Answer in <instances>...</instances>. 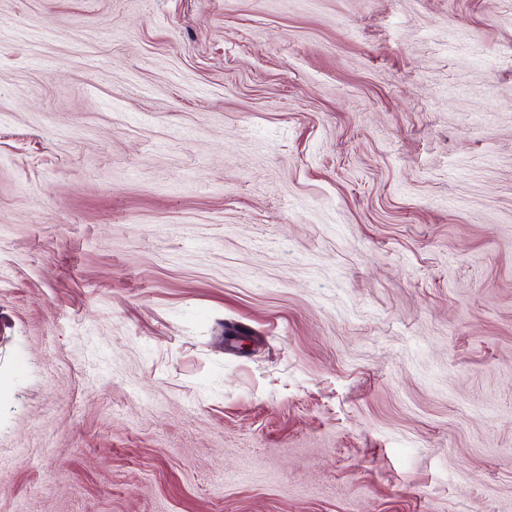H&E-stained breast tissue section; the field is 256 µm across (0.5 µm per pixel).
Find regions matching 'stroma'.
I'll return each instance as SVG.
<instances>
[{"label":"stroma","mask_w":512,"mask_h":512,"mask_svg":"<svg viewBox=\"0 0 512 512\" xmlns=\"http://www.w3.org/2000/svg\"><path fill=\"white\" fill-rule=\"evenodd\" d=\"M0 512H512V0H0Z\"/></svg>","instance_id":"obj_1"}]
</instances>
